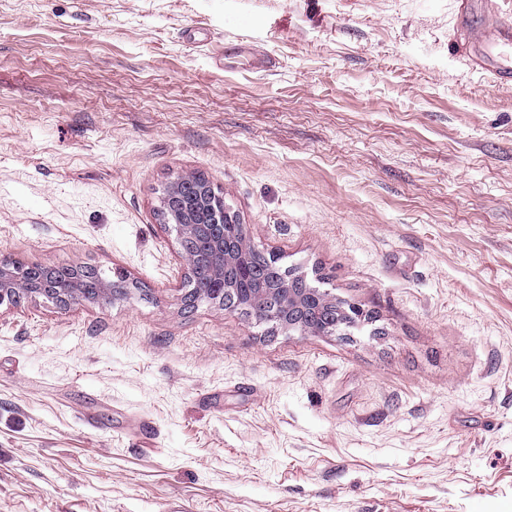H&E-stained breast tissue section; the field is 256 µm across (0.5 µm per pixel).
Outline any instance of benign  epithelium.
<instances>
[{
    "label": "benign epithelium",
    "instance_id": "1",
    "mask_svg": "<svg viewBox=\"0 0 512 512\" xmlns=\"http://www.w3.org/2000/svg\"><path fill=\"white\" fill-rule=\"evenodd\" d=\"M210 202L214 219L205 225L195 223L197 206ZM159 212L163 214L162 223L171 226L176 232L179 253L184 261L187 278L194 276V263L197 257L206 255L216 263L212 276L221 283L215 289L210 300L224 306V309L238 311L239 300L234 288L225 283V273L237 267L241 252L247 245L245 226L236 216L226 209L224 197L217 194L207 183L198 181L193 175H184L166 187L160 198ZM73 276L64 289L52 288L45 281L35 277L33 267L22 268L15 260H0V305L18 302L25 296H41L60 306L70 305L72 298L86 296L82 269H71ZM323 308L332 309L339 314V320L324 326L308 325L304 321L311 310L313 298ZM258 300L264 306L262 322L271 327L289 324L301 332L325 334L336 331L339 324L355 323L362 319L363 310L358 306L343 309L336 299L327 293H319L317 288H262Z\"/></svg>",
    "mask_w": 512,
    "mask_h": 512
}]
</instances>
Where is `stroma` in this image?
<instances>
[{
  "instance_id": "1",
  "label": "stroma",
  "mask_w": 512,
  "mask_h": 512,
  "mask_svg": "<svg viewBox=\"0 0 512 512\" xmlns=\"http://www.w3.org/2000/svg\"><path fill=\"white\" fill-rule=\"evenodd\" d=\"M457 0H0V512H512V91ZM205 174L357 326L188 288ZM33 269V266L23 269L15 260H0V305L4 302L13 304L24 296L34 295L41 296L46 300L65 307L70 305L72 298L76 296L90 299L112 297L123 290L114 288L113 285L111 286L109 282L102 279L98 284L95 295L88 296L85 293L83 280L80 275V272L85 269L77 267L70 269L74 275L68 280L67 288L58 289L66 285L63 280L65 273L60 270H58V275L54 278L57 288H50L45 281L35 278V273L32 272Z\"/></svg>"
}]
</instances>
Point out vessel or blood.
<instances>
[{"label": "vessel or blood", "mask_w": 512, "mask_h": 512, "mask_svg": "<svg viewBox=\"0 0 512 512\" xmlns=\"http://www.w3.org/2000/svg\"><path fill=\"white\" fill-rule=\"evenodd\" d=\"M486 2L458 0V20L470 29L475 45V63L491 71L497 85L508 91L512 89V24H497L490 38L484 37L481 30L471 25L478 6Z\"/></svg>", "instance_id": "b4317fda"}]
</instances>
